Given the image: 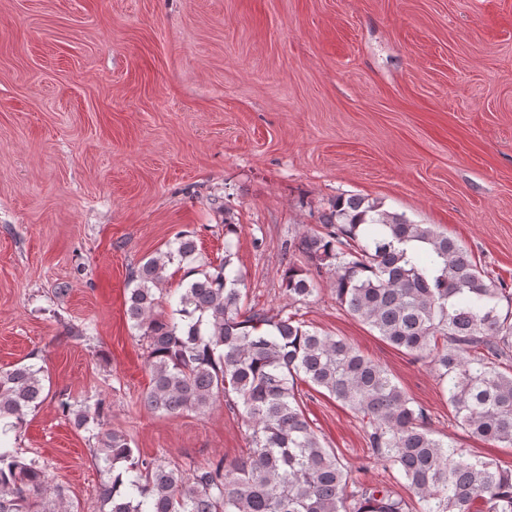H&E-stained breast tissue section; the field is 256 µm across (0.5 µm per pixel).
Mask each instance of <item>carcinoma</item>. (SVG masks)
Wrapping results in <instances>:
<instances>
[{"label":"carcinoma","mask_w":512,"mask_h":512,"mask_svg":"<svg viewBox=\"0 0 512 512\" xmlns=\"http://www.w3.org/2000/svg\"><path fill=\"white\" fill-rule=\"evenodd\" d=\"M224 209V258L187 272L175 295L162 293L168 265L199 260L193 235L128 277L126 315L147 344L152 413H204L233 399L242 406L251 451L189 470L135 451L106 427L102 396L58 407L93 442L101 512H405L386 486L367 485L325 447L305 418L298 382L326 390L367 421L371 448L419 497V512H512V471L473 459L435 437L428 410L381 363L349 340L307 328L296 305L330 282L336 300L392 347L424 359L448 394L454 419L471 436L512 447V349L508 285L480 270L470 253L432 224H417L360 195L338 196L314 226L286 240L282 288L290 312L244 308L245 275L234 267ZM42 367L0 369V512H78L52 486L46 464L9 445L43 401ZM481 508H474L475 504Z\"/></svg>","instance_id":"cac0c4a2"}]
</instances>
